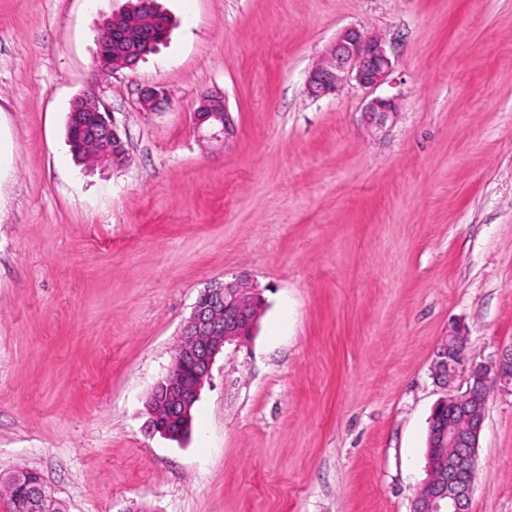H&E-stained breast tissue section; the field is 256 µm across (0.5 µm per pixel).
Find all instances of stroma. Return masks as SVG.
<instances>
[{"label":"stroma","instance_id":"obj_1","mask_svg":"<svg viewBox=\"0 0 512 512\" xmlns=\"http://www.w3.org/2000/svg\"><path fill=\"white\" fill-rule=\"evenodd\" d=\"M127 0H0V479L65 512H410L431 371L451 322L470 363L512 345V0H158L175 22L98 81L129 161L78 166L71 100ZM382 34L400 113L355 85L308 97L344 27ZM163 86L161 111L137 107ZM223 92L226 150L191 123ZM264 306L225 344L191 434L146 401L199 292ZM470 512H512V391L491 389Z\"/></svg>","mask_w":512,"mask_h":512}]
</instances>
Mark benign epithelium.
I'll list each match as a JSON object with an SVG mask.
<instances>
[{"instance_id": "1", "label": "benign epithelium", "mask_w": 512, "mask_h": 512, "mask_svg": "<svg viewBox=\"0 0 512 512\" xmlns=\"http://www.w3.org/2000/svg\"><path fill=\"white\" fill-rule=\"evenodd\" d=\"M153 9V0H136L130 7V13L145 16L138 23L137 36L132 35L129 18L122 12L101 21L96 35L100 55L93 65L94 76L136 69L142 57L140 47L153 45L157 27L165 25L163 19L151 16ZM393 70L386 40L350 26L336 35L308 71L305 88L310 97L320 99L356 84L366 91L363 121L370 127L381 128L399 114L398 96L376 94L380 87L390 83ZM166 101L162 87L146 86L140 90L138 106L142 112H156ZM80 113L90 114V132L85 137L95 143L87 162L124 164L128 159L125 143L94 82L70 104V118L75 119ZM192 127L202 142L227 146L234 140L236 128L223 93L202 94L192 113ZM262 302L261 294L243 279L220 283L198 295L180 331V345L168 373L160 380L163 390L155 387L148 397V425L152 432L173 437L170 422L176 419L186 421L184 429L190 430L189 411L210 378L217 355L224 351L226 343L253 334ZM464 372L469 378L467 390L441 400L430 417L433 457L428 476L413 499L412 512H468L477 480V451L490 390L494 386L512 388V345L493 361L470 366L465 330L459 325L450 326L448 335L434 348L432 375L439 386L448 389ZM13 483L24 488L17 512H57L51 508L50 496L45 493L39 474L21 472L13 477Z\"/></svg>"}]
</instances>
